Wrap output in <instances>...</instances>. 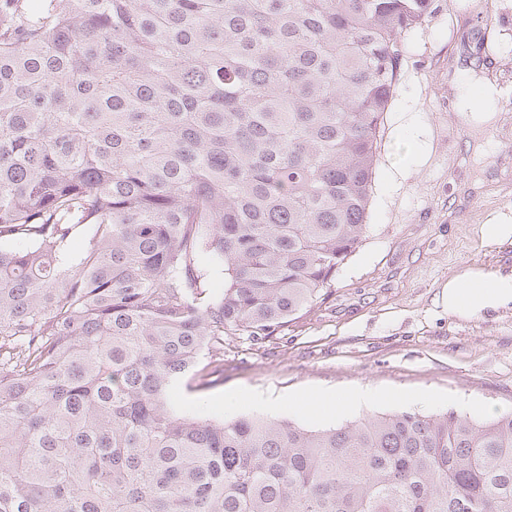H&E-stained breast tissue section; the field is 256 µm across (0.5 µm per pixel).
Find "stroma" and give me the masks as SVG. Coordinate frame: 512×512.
<instances>
[{"mask_svg": "<svg viewBox=\"0 0 512 512\" xmlns=\"http://www.w3.org/2000/svg\"><path fill=\"white\" fill-rule=\"evenodd\" d=\"M489 10L492 62L465 60L459 33ZM396 93L384 114L367 230L337 272L330 297L263 342L224 339V372L200 391L177 382L190 411L232 420L268 418L251 399L356 388L421 394L407 411H462L486 418L512 411V301L477 313L449 312V277L474 270L512 277V236L489 239L487 224L512 225V182L488 164L512 168V118L497 111L476 124L460 108L461 75L496 69L512 93V0H435L408 33ZM310 429L335 417L280 410Z\"/></svg>", "mask_w": 512, "mask_h": 512, "instance_id": "35a3bbf8", "label": "stroma"}]
</instances>
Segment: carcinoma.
Instances as JSON below:
<instances>
[{
  "label": "carcinoma",
  "mask_w": 512,
  "mask_h": 512,
  "mask_svg": "<svg viewBox=\"0 0 512 512\" xmlns=\"http://www.w3.org/2000/svg\"><path fill=\"white\" fill-rule=\"evenodd\" d=\"M432 6L0 0V512H512V412L311 430L170 396L330 293Z\"/></svg>",
  "instance_id": "cac0c4a2"
}]
</instances>
